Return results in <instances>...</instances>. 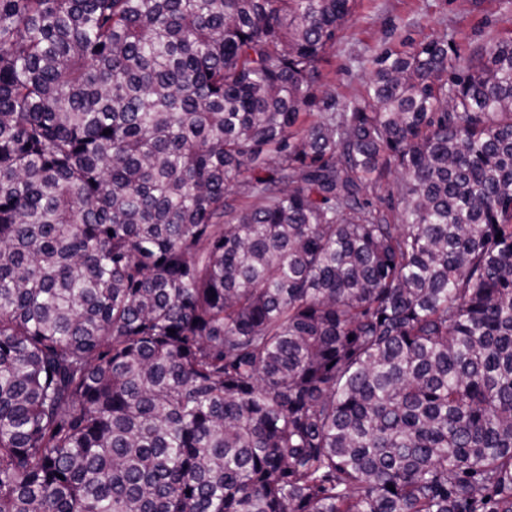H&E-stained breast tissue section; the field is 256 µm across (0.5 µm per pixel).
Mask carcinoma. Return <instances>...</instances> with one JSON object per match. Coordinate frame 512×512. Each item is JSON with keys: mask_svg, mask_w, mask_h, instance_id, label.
Listing matches in <instances>:
<instances>
[{"mask_svg": "<svg viewBox=\"0 0 512 512\" xmlns=\"http://www.w3.org/2000/svg\"><path fill=\"white\" fill-rule=\"evenodd\" d=\"M355 3L0 0V512H512V35ZM499 1L358 0L348 27L338 35L336 52L319 64L327 87L339 103L360 96L368 74L355 60L398 36L418 43L447 34L461 52L470 43H493L512 28ZM392 23L400 24L401 32L391 35Z\"/></svg>", "mask_w": 512, "mask_h": 512, "instance_id": "obj_1", "label": "carcinoma"}]
</instances>
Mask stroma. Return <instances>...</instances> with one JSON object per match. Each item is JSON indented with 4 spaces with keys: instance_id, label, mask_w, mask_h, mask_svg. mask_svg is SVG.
<instances>
[{
    "instance_id": "obj_1",
    "label": "stroma",
    "mask_w": 512,
    "mask_h": 512,
    "mask_svg": "<svg viewBox=\"0 0 512 512\" xmlns=\"http://www.w3.org/2000/svg\"><path fill=\"white\" fill-rule=\"evenodd\" d=\"M395 23L414 42L445 35L461 51L493 43L512 27L499 0H358L348 27L338 35L335 53L319 64L338 102L361 95L368 74L357 60L391 41Z\"/></svg>"
}]
</instances>
